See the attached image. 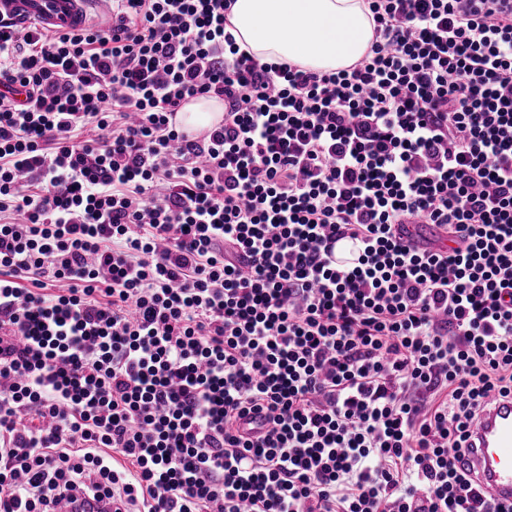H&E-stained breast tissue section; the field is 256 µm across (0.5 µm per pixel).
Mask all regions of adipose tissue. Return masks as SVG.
<instances>
[{
	"label": "adipose tissue",
	"mask_w": 512,
	"mask_h": 512,
	"mask_svg": "<svg viewBox=\"0 0 512 512\" xmlns=\"http://www.w3.org/2000/svg\"><path fill=\"white\" fill-rule=\"evenodd\" d=\"M229 20L264 61L316 70L354 64L373 37L365 0H235Z\"/></svg>",
	"instance_id": "1"
}]
</instances>
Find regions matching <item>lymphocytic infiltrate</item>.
<instances>
[{
	"mask_svg": "<svg viewBox=\"0 0 512 512\" xmlns=\"http://www.w3.org/2000/svg\"><path fill=\"white\" fill-rule=\"evenodd\" d=\"M233 2L0 22V512H504L456 463L512 396V0H365L336 71ZM178 112L169 115V120L185 137L190 138L195 135V132L187 130L183 125L194 131H200L219 123L224 117V103L217 98L200 99L186 105L179 115ZM331 256L338 264H354L359 256L360 247L357 243L341 239L330 243Z\"/></svg>",
	"mask_w": 512,
	"mask_h": 512,
	"instance_id": "f902f5d3",
	"label": "lymphocytic infiltrate"
}]
</instances>
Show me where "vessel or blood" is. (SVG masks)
<instances>
[{
  "label": "vessel or blood",
  "instance_id": "1",
  "mask_svg": "<svg viewBox=\"0 0 512 512\" xmlns=\"http://www.w3.org/2000/svg\"><path fill=\"white\" fill-rule=\"evenodd\" d=\"M87 0H0V16L21 27L38 24L51 30L68 29L85 19ZM333 261L355 263L357 243L341 239L330 244ZM468 448L461 459L485 499L512 504V399L497 396L487 401L485 410L471 428Z\"/></svg>",
  "mask_w": 512,
  "mask_h": 512
}]
</instances>
